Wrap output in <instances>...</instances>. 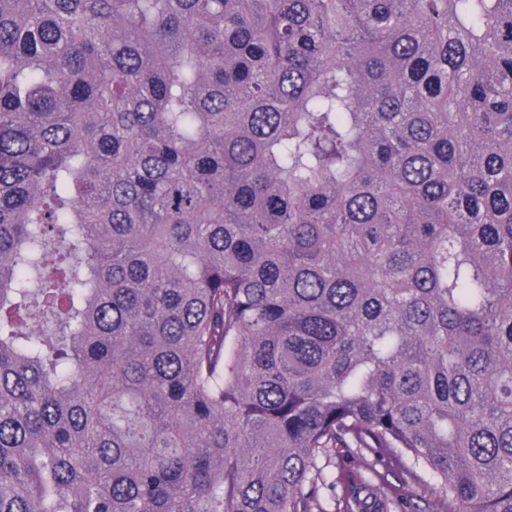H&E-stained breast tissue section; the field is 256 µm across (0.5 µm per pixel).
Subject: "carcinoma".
Returning a JSON list of instances; mask_svg holds the SVG:
<instances>
[{
    "mask_svg": "<svg viewBox=\"0 0 512 512\" xmlns=\"http://www.w3.org/2000/svg\"><path fill=\"white\" fill-rule=\"evenodd\" d=\"M512 512V0H0V512Z\"/></svg>",
    "mask_w": 512,
    "mask_h": 512,
    "instance_id": "obj_1",
    "label": "carcinoma"
}]
</instances>
